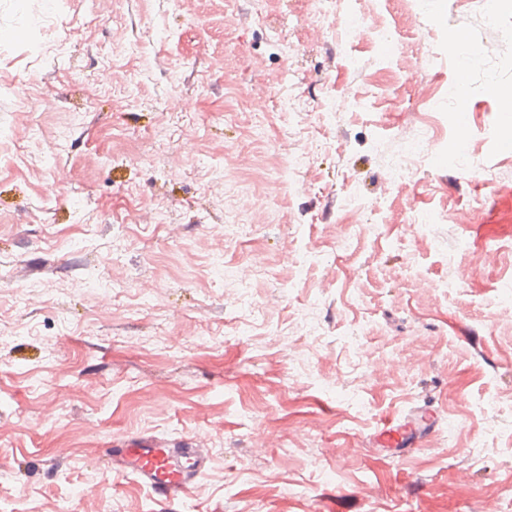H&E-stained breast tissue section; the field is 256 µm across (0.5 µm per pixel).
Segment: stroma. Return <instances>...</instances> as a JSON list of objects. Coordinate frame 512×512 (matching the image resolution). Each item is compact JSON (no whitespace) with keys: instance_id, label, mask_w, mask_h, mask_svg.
Here are the masks:
<instances>
[{"instance_id":"1","label":"stroma","mask_w":512,"mask_h":512,"mask_svg":"<svg viewBox=\"0 0 512 512\" xmlns=\"http://www.w3.org/2000/svg\"><path fill=\"white\" fill-rule=\"evenodd\" d=\"M334 2L0 0V512H160L134 438L209 448L173 512L512 505V0ZM437 416L427 406L415 408L403 417L390 416L378 425L376 439L383 448L410 451L421 446L435 431Z\"/></svg>"}]
</instances>
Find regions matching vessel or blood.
I'll list each match as a JSON object with an SVG mask.
<instances>
[{
	"label": "vessel or blood",
	"instance_id": "obj_1",
	"mask_svg": "<svg viewBox=\"0 0 512 512\" xmlns=\"http://www.w3.org/2000/svg\"><path fill=\"white\" fill-rule=\"evenodd\" d=\"M436 420V415L426 406L399 418H384L378 425L377 442L381 447L402 451L419 448L434 432ZM106 454L111 472L134 477L166 508L190 495L207 461L200 449L188 448L177 454L143 439L107 449Z\"/></svg>",
	"mask_w": 512,
	"mask_h": 512
}]
</instances>
